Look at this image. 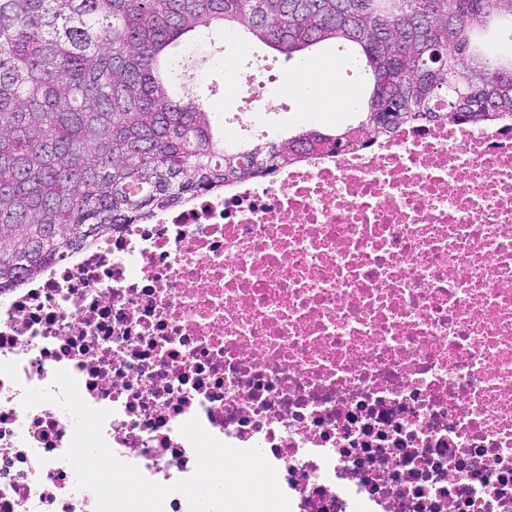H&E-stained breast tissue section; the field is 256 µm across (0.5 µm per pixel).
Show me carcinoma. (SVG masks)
I'll use <instances>...</instances> for the list:
<instances>
[{
	"instance_id": "cac0c4a2",
	"label": "carcinoma",
	"mask_w": 512,
	"mask_h": 512,
	"mask_svg": "<svg viewBox=\"0 0 512 512\" xmlns=\"http://www.w3.org/2000/svg\"><path fill=\"white\" fill-rule=\"evenodd\" d=\"M512 0H0V289L179 198L340 154L414 124L512 118V51L477 37ZM243 28L294 55L347 41L363 117L229 150L212 113L175 99L164 51Z\"/></svg>"
}]
</instances>
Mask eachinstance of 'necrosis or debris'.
Segmentation results:
<instances>
[{
  "label": "necrosis or debris",
  "instance_id": "4bbe7bcc",
  "mask_svg": "<svg viewBox=\"0 0 512 512\" xmlns=\"http://www.w3.org/2000/svg\"><path fill=\"white\" fill-rule=\"evenodd\" d=\"M121 461L191 477V419L292 512H512V121L410 125L228 182L0 292V512H96L57 371Z\"/></svg>",
  "mask_w": 512,
  "mask_h": 512
}]
</instances>
